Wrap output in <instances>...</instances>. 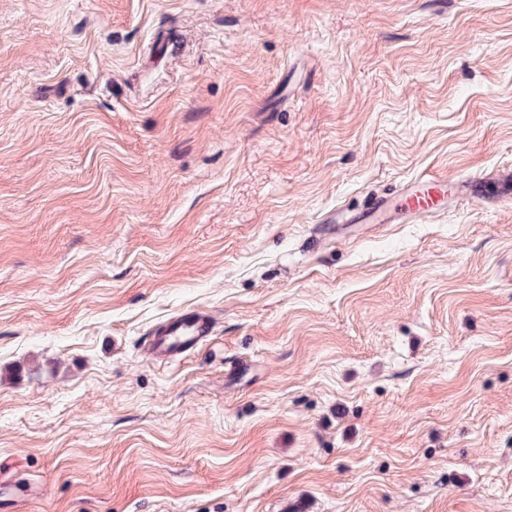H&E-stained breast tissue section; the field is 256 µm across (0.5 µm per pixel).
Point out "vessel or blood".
Masks as SVG:
<instances>
[{"mask_svg":"<svg viewBox=\"0 0 512 512\" xmlns=\"http://www.w3.org/2000/svg\"><path fill=\"white\" fill-rule=\"evenodd\" d=\"M448 197L447 179L427 175L404 189L398 202L375 200L366 210L357 214V221L372 220L375 214H386L388 221H398L408 215H420L440 209ZM213 333L212 319L206 311H182L156 327L147 340L151 359L158 364L187 356L205 345Z\"/></svg>","mask_w":512,"mask_h":512,"instance_id":"vessel-or-blood-1","label":"vessel or blood"}]
</instances>
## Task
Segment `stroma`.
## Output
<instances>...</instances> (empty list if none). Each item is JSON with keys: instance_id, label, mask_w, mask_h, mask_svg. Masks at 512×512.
Returning a JSON list of instances; mask_svg holds the SVG:
<instances>
[{"instance_id": "1", "label": "stroma", "mask_w": 512, "mask_h": 512, "mask_svg": "<svg viewBox=\"0 0 512 512\" xmlns=\"http://www.w3.org/2000/svg\"><path fill=\"white\" fill-rule=\"evenodd\" d=\"M501 182L512 0H0V512H512ZM400 193L397 203L388 199H376L366 210L355 215L358 222L370 221L377 213H385L387 217L380 223H393L407 215H420L443 208L441 203L448 198V180L427 175L417 179ZM213 333L209 313L198 309L182 311L156 327L147 340L151 359L167 364L205 345Z\"/></svg>"}]
</instances>
